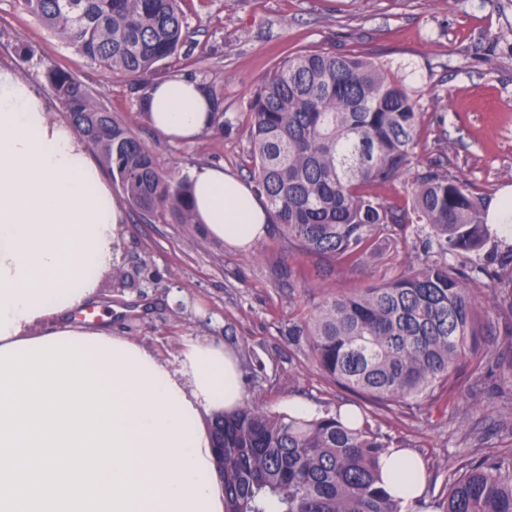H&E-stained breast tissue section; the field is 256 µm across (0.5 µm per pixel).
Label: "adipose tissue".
Returning a JSON list of instances; mask_svg holds the SVG:
<instances>
[{
    "label": "adipose tissue",
    "instance_id": "obj_1",
    "mask_svg": "<svg viewBox=\"0 0 512 512\" xmlns=\"http://www.w3.org/2000/svg\"><path fill=\"white\" fill-rule=\"evenodd\" d=\"M165 138L186 141L207 130L211 102L202 85L176 76L156 83L145 103ZM192 201L205 231L247 250L266 234L269 214L253 188L223 167L190 174ZM125 213L82 136L51 119L37 87L0 65V349L39 340H72L118 388L115 418L130 437L132 480L144 495L131 512H224L209 432L201 412L244 401L234 356L212 341H189L179 364L140 341L72 320L120 262ZM385 490L405 512H432L421 458L400 445L380 459Z\"/></svg>",
    "mask_w": 512,
    "mask_h": 512
}]
</instances>
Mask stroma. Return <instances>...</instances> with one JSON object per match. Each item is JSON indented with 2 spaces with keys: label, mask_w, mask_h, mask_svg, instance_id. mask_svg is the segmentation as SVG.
Here are the masks:
<instances>
[{
  "label": "stroma",
  "mask_w": 512,
  "mask_h": 512,
  "mask_svg": "<svg viewBox=\"0 0 512 512\" xmlns=\"http://www.w3.org/2000/svg\"><path fill=\"white\" fill-rule=\"evenodd\" d=\"M181 7L184 45L152 79L183 75L204 84L230 124L221 133L187 143L162 138L138 110L142 83L69 50L18 0H0V63L38 87L56 119L66 111L45 72L66 69L173 177L220 164L244 180L252 167L249 99L275 65L302 50L354 54L413 90L419 159H440L487 201L512 188V0H182ZM125 214L121 274L103 282L94 303L113 332L172 364L188 341L220 342L239 359L246 398L280 412L295 405L332 412L354 398L320 375L307 344L289 343V323L311 315L327 294L388 282L418 258L412 225L363 262L336 264L289 250L273 229L245 253L184 224ZM477 295L482 348L458 365L451 393L433 406L363 404L375 432L422 457L438 510L462 463L512 455V311L488 288Z\"/></svg>",
  "instance_id": "1"
}]
</instances>
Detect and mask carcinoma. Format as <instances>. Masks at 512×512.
Returning a JSON list of instances; mask_svg holds the SVG:
<instances>
[{
	"label": "carcinoma",
	"instance_id": "obj_1",
	"mask_svg": "<svg viewBox=\"0 0 512 512\" xmlns=\"http://www.w3.org/2000/svg\"><path fill=\"white\" fill-rule=\"evenodd\" d=\"M23 9L99 69L145 78L185 39L180 0H20ZM47 80L71 123L112 173L126 201L157 220L194 224L189 180L154 154L72 74ZM252 181L270 223L302 253L362 260L391 224H422L427 260L361 294L331 293L288 337L309 344L325 378L378 403L440 400L458 364L479 349L474 286L487 277L512 310V271L478 258L485 204L437 160H416L417 101L384 66L333 51L280 62L249 103ZM410 175L411 204L370 193ZM224 512H401L379 485L391 444L369 417L273 412L255 401L213 418ZM445 512H512V458L466 465L448 484Z\"/></svg>",
	"mask_w": 512,
	"mask_h": 512
}]
</instances>
